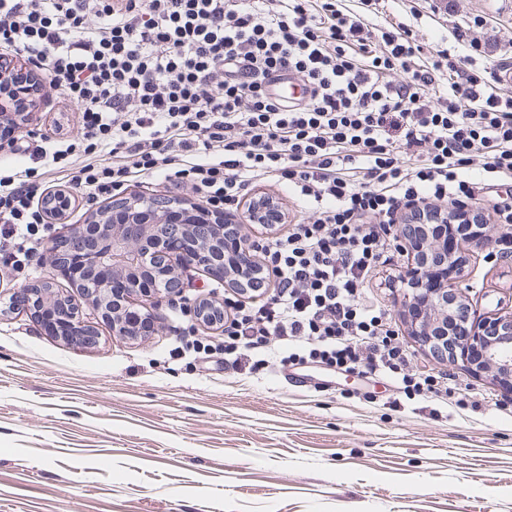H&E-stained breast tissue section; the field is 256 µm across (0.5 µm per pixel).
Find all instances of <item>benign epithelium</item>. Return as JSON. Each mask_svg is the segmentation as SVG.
Masks as SVG:
<instances>
[{
  "mask_svg": "<svg viewBox=\"0 0 512 512\" xmlns=\"http://www.w3.org/2000/svg\"><path fill=\"white\" fill-rule=\"evenodd\" d=\"M44 78L0 61V148L10 142L11 116L28 111L40 99ZM50 217H62L71 204L65 188L46 192ZM280 224L282 214L272 202L253 203L241 220L177 198L119 197L88 224H72L48 247L51 271L42 281L14 292L9 308H23L42 324L60 326L62 337L96 342L89 324L67 296L56 293L62 277L89 300L94 312L116 336L139 331L125 320L135 306L146 308L163 298L181 297V269L194 267L209 278L230 283L239 291H258L270 282L246 245L243 224ZM485 224H459L454 232L463 242L480 241ZM398 237L410 256L402 280L405 302L400 318L414 340L440 363L461 358L475 374L491 372L512 391V314L488 312L477 317L460 296L462 260L448 252V223L422 219L398 226ZM125 279L129 288L115 297L112 282ZM217 298L196 303L193 315L203 325L218 324Z\"/></svg>",
  "mask_w": 512,
  "mask_h": 512,
  "instance_id": "benign-epithelium-1",
  "label": "benign epithelium"
}]
</instances>
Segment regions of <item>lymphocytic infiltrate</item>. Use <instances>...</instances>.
Segmentation results:
<instances>
[{
    "mask_svg": "<svg viewBox=\"0 0 512 512\" xmlns=\"http://www.w3.org/2000/svg\"><path fill=\"white\" fill-rule=\"evenodd\" d=\"M344 0H0V42L44 71L83 114L70 184L109 200L132 175L188 183L237 210L274 180L313 212L287 235L253 242L272 293L224 296V353L278 343L289 364L366 369L405 390L451 395L410 358L365 284L399 212L493 192L489 221L512 226V63L424 54L401 22H369ZM300 77L306 96L274 97L269 75ZM111 153V163L100 161ZM30 169L0 186V246L44 223Z\"/></svg>",
    "mask_w": 512,
    "mask_h": 512,
    "instance_id": "f902f5d3",
    "label": "lymphocytic infiltrate"
}]
</instances>
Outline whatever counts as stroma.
<instances>
[{"label":"stroma","instance_id":"obj_1","mask_svg":"<svg viewBox=\"0 0 512 512\" xmlns=\"http://www.w3.org/2000/svg\"><path fill=\"white\" fill-rule=\"evenodd\" d=\"M487 19L484 63L512 58V0H378L375 23L406 22L424 50L467 45L474 16ZM81 114L56 93L21 121L0 151V177L31 168L59 188L49 157L54 118ZM286 221L248 224L270 241L299 219L297 202L256 183ZM37 235L18 232L0 251V295L46 277L48 246L66 225L98 210L82 191ZM464 247L463 294L475 315L512 312V259L498 257L508 230L489 225ZM366 287L411 355L410 367L447 377L468 405L407 393L400 380L312 369L294 386L276 350L224 359V335L190 311L225 286L194 268L182 298L151 307L155 333L113 335L66 281L58 290L98 330L96 345L53 336L29 313H0V512H512V393L464 362L440 363L399 316L408 257L390 247Z\"/></svg>","mask_w":512,"mask_h":512}]
</instances>
